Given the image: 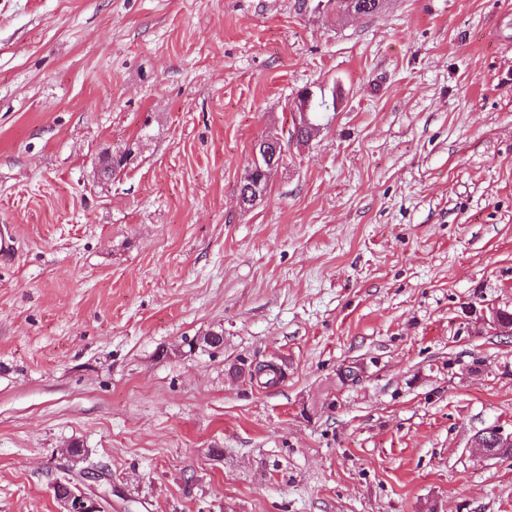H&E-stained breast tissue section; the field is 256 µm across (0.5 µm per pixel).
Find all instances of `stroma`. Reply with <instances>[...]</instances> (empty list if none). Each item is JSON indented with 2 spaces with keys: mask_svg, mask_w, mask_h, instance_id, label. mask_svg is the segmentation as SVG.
<instances>
[{
  "mask_svg": "<svg viewBox=\"0 0 512 512\" xmlns=\"http://www.w3.org/2000/svg\"><path fill=\"white\" fill-rule=\"evenodd\" d=\"M1 224L0 512H512V0H0ZM487 436H492L496 447L493 445H489V449L494 452H489L484 449L486 445ZM474 446L476 448H480L482 456L487 459H495L505 457L502 453H498L500 448H512V430L507 431L500 425H491L489 427L484 428V430L475 436L474 441L472 440ZM67 454L70 458V461L72 463V472L75 475V478L79 481H92L99 484L104 479H109L107 476L106 469L101 467H83L80 468L78 471L75 472L77 466L84 461V453L82 451L81 455H75L73 453L72 448L67 449ZM55 496L60 504L61 512H105L112 508V498L109 492H96L88 495L79 491L71 480L68 484H61Z\"/></svg>",
  "mask_w": 512,
  "mask_h": 512,
  "instance_id": "obj_1",
  "label": "stroma"
}]
</instances>
